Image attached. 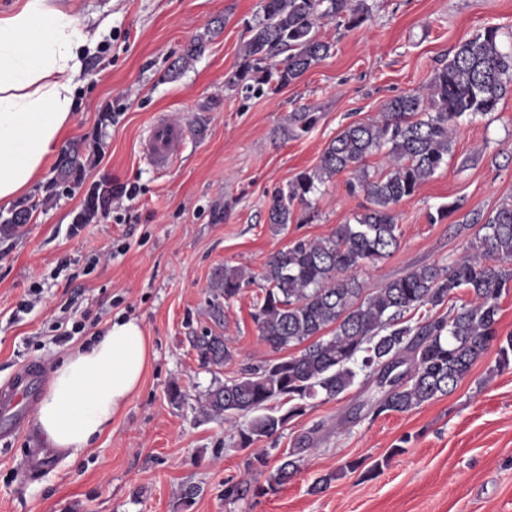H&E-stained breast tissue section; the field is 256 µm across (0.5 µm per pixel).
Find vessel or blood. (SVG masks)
<instances>
[{
    "instance_id": "b4317fda",
    "label": "vessel or blood",
    "mask_w": 512,
    "mask_h": 512,
    "mask_svg": "<svg viewBox=\"0 0 512 512\" xmlns=\"http://www.w3.org/2000/svg\"><path fill=\"white\" fill-rule=\"evenodd\" d=\"M186 134L177 119L157 121L143 143L144 154L156 165H171L181 152ZM44 369L37 363L23 366L7 384L0 386V435L7 437L24 428L40 387Z\"/></svg>"
}]
</instances>
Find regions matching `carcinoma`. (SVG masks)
<instances>
[{"label":"carcinoma","mask_w":512,"mask_h":512,"mask_svg":"<svg viewBox=\"0 0 512 512\" xmlns=\"http://www.w3.org/2000/svg\"><path fill=\"white\" fill-rule=\"evenodd\" d=\"M368 19L365 0H261L233 83L247 91L286 86L330 55L332 44L317 35L323 22L334 20L352 30ZM509 93L512 51L501 47L498 28L488 26L435 71L427 93L395 97L381 118L350 123L329 143L315 170L296 175L275 194L268 222L280 228L292 223L295 205L308 204L320 185L343 172L356 175L370 207L328 237L297 240L269 257L257 277L263 285L254 322L272 348L300 350L212 384L200 396L205 418L234 424L251 416L237 428L240 447L248 448L302 415L307 401L335 399L359 377L375 375L389 386L375 409L380 415L407 412L451 393L493 345L498 366L512 365V336L503 339L497 330V299L512 289L511 199L487 217H472L471 222L482 224V233L470 242L468 253L445 267L422 266L367 294L355 275L398 247L395 207L447 165L449 131L465 115L496 111ZM380 151L387 171L372 176L365 162ZM79 171L78 154L63 153L54 184L67 187ZM111 204L109 184L87 197L76 223L90 221ZM257 278L229 266L215 274L207 309L215 328L190 337L201 367L214 371L233 359L234 348L223 332L224 303ZM459 289L467 290L469 300L448 314L415 326L401 322L405 312L436 308ZM329 327L332 335L327 336ZM281 400L292 402L288 412H268ZM310 444V437L299 438L296 448L279 456L267 487L256 492L288 483Z\"/></svg>","instance_id":"obj_1"}]
</instances>
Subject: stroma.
<instances>
[{
  "instance_id": "35a3bbf8",
  "label": "stroma",
  "mask_w": 512,
  "mask_h": 512,
  "mask_svg": "<svg viewBox=\"0 0 512 512\" xmlns=\"http://www.w3.org/2000/svg\"><path fill=\"white\" fill-rule=\"evenodd\" d=\"M367 23L317 30L330 55L295 82L263 94L232 83L260 13V0H78L85 18L111 24L86 64L87 82L67 145H81L82 171L54 186L56 158L16 201L28 223L0 232V385L21 366L52 370L115 318H137L154 356L139 390L111 430L76 462L47 447L34 422L0 440V512H512V366L489 350L448 395L404 413L374 415L382 392L356 381L329 401L313 400L267 448L311 435L300 472L276 491L231 502L224 483L265 484L237 431L206 420L199 397L215 380L287 357L261 340L253 320L259 284L225 305L234 359L201 368L188 338L211 324L208 288L236 266L259 274L269 256L298 239L329 236L369 202L344 172L322 185L294 220L275 231L274 195L312 171L349 123L378 116L389 100L424 89L458 46L499 29L512 48V0H366ZM204 50L174 63L194 42ZM186 128L180 161L160 168L142 144L160 118ZM114 189L110 208L75 223L92 189ZM512 198V95L487 115L463 117L447 166L396 207L398 248L359 268L372 291L424 265L463 256L478 231L474 214ZM459 208L436 220L447 203ZM14 207V208H15ZM32 302L31 310L21 305ZM83 322L72 333L74 322ZM69 332L60 342L57 332ZM184 398L172 403L171 385ZM358 462L345 471L346 462ZM332 481L311 493L323 475ZM188 485L200 494L181 495Z\"/></svg>"
}]
</instances>
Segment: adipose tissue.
Here are the masks:
<instances>
[{"label":"adipose tissue","instance_id":"ef3b65f1","mask_svg":"<svg viewBox=\"0 0 512 512\" xmlns=\"http://www.w3.org/2000/svg\"><path fill=\"white\" fill-rule=\"evenodd\" d=\"M76 0H18L0 14V203L40 178L68 134L99 36L78 24ZM152 357L142 324L119 318L51 372L35 424L48 445L75 461L112 425Z\"/></svg>","mask_w":512,"mask_h":512}]
</instances>
